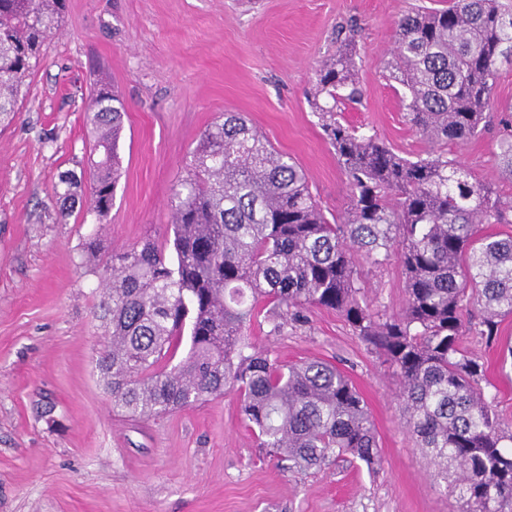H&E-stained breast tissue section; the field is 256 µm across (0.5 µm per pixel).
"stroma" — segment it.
<instances>
[{
	"label": "stroma",
	"instance_id": "obj_1",
	"mask_svg": "<svg viewBox=\"0 0 512 512\" xmlns=\"http://www.w3.org/2000/svg\"><path fill=\"white\" fill-rule=\"evenodd\" d=\"M448 0H66L29 80L21 111L0 127V512H453L400 409V379L339 312L314 309L252 341L279 361L339 367L368 404L381 452L375 470L341 458L285 469L246 426L236 391L147 420L112 409L94 369L104 344L98 278L79 266L84 237L105 250L172 237L170 197L201 133L225 112L247 116L301 166L327 215L350 206L348 179L311 106L319 66L341 41L355 45L362 91L339 119L413 157L430 146L404 118L403 89L381 66L405 14ZM126 106L121 177L104 221L76 209L58 221L60 171L87 165L84 107L100 81ZM490 120L449 147L512 197L494 155ZM397 261L366 266L374 310L402 304ZM512 318L499 341L467 340L488 367L487 396L512 426Z\"/></svg>",
	"mask_w": 512,
	"mask_h": 512
}]
</instances>
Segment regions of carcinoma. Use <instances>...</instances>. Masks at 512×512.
I'll return each instance as SVG.
<instances>
[{"mask_svg": "<svg viewBox=\"0 0 512 512\" xmlns=\"http://www.w3.org/2000/svg\"><path fill=\"white\" fill-rule=\"evenodd\" d=\"M64 5L0 0V125L19 112ZM503 61L512 63V12L496 0H450L399 20L383 69L405 89L406 122L431 146L410 158L336 118L344 102L361 100L353 51L323 63L312 105L351 189L340 218L327 217L305 171L243 114L208 125L172 190V241L148 237L105 254L96 234L82 243L81 265L102 287L106 345L95 369L112 409L158 416L232 389L270 454L306 469L349 455L374 470L377 433L350 379L321 361L283 364L246 335L262 320L278 329L314 308L333 310L396 368L406 424L455 512H512V428L485 395L484 364L464 345L468 336L497 342L512 316V234L486 230L512 224V199L443 150L485 130ZM124 114L116 92L97 89L85 108L96 153L89 173L65 170L53 186L61 223L82 201L107 216ZM496 161L512 180L511 133ZM394 254L403 305L386 316L361 298L363 264ZM185 338L189 349L175 363Z\"/></svg>", "mask_w": 512, "mask_h": 512, "instance_id": "1", "label": "carcinoma"}]
</instances>
